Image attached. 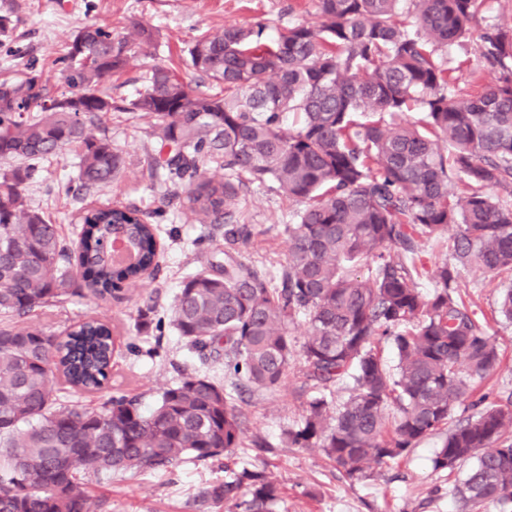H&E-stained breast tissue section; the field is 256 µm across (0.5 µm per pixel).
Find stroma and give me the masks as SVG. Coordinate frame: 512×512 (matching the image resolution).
Returning a JSON list of instances; mask_svg holds the SVG:
<instances>
[{"label":"stroma","mask_w":512,"mask_h":512,"mask_svg":"<svg viewBox=\"0 0 512 512\" xmlns=\"http://www.w3.org/2000/svg\"><path fill=\"white\" fill-rule=\"evenodd\" d=\"M0 15L13 20L9 34L0 37V76L24 72L33 63L55 92L64 88L57 59L79 28L97 23L130 35L137 23L150 24L152 47L130 58L123 74L112 80V96L118 100L134 98L143 73L155 64L175 66L186 80H193L185 60L188 46L200 34L261 23L273 36L290 26L315 22L317 7L315 0H0ZM486 29L512 32V0H490L463 48L454 51L453 76L460 94L475 93L503 77L482 57L479 35ZM99 126L125 152L121 176L106 189L88 195L77 191L78 159L68 151L44 164L27 183L26 202L58 224L70 241L77 238L79 213L89 206L135 205L153 212L162 249L161 272L154 282L123 287L114 298L73 297L26 318L28 326L56 332L90 315L115 326L117 351L108 389L74 393L71 401L96 409L110 396L134 391L149 406L184 375L204 374L230 387L231 405L244 413L249 439L235 449L232 460L267 469L278 479L282 489L278 512H459L450 489L465 479L471 465L463 463L452 475L433 469L431 458L442 435L429 437L380 474L348 482L322 449L288 443V428L316 393L300 362L292 363L277 391H238L224 374L223 357L204 358L188 348L168 323L170 309L186 277L223 261L224 227L198 223L185 197L161 203L164 188L153 168L155 143L148 117L109 112L102 115ZM299 209L271 183L251 184L241 195L237 221L247 225L252 237L247 245L236 248L235 258L276 274L287 258L286 227L294 223ZM460 294L500 352V362L484 389L492 398L506 399L512 395V322L497 312V284L481 273L466 271ZM254 435L265 438L266 447H254L250 442ZM224 476L223 461L188 460L167 471L119 473L107 481L91 482L89 489L102 500L101 512H224L196 499L201 488L223 481Z\"/></svg>","instance_id":"obj_1"}]
</instances>
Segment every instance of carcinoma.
I'll return each instance as SVG.
<instances>
[{
  "instance_id": "1",
  "label": "carcinoma",
  "mask_w": 512,
  "mask_h": 512,
  "mask_svg": "<svg viewBox=\"0 0 512 512\" xmlns=\"http://www.w3.org/2000/svg\"><path fill=\"white\" fill-rule=\"evenodd\" d=\"M488 0H317L319 21L262 39L263 26L200 34L188 49L187 82L155 64L126 104L106 81L153 42L106 25L78 31L59 57L65 90L53 93L34 66L0 80V160H21L0 177V512H100L88 490L119 472L165 471L187 458L218 459L245 429L223 385L187 375L146 409L139 394L88 410L58 392L106 388L114 328L86 318L60 334L24 325L64 300L104 297L159 271L155 225L133 205L85 209L78 250L23 194L38 165L73 150L78 181L104 189L125 168L123 151L88 128L107 112L153 120L162 182L187 183L202 224L224 223V241L245 244L236 224L240 193L271 180L304 204L287 226V261L273 280L224 252L220 273L181 283L174 330L197 352H224L238 380L279 389L295 358L318 389L288 443L318 447L350 482L370 478L447 431L431 459L453 474L476 459L451 493L463 512L491 503L512 509V400L475 396L499 363L492 337L459 295V269L498 278L500 316L512 322V204L488 189L512 185V34L480 35L482 55L508 73L476 95L455 89L440 53L465 39ZM412 29L397 20L401 5ZM409 112L424 118L412 123ZM293 116L290 124L285 118ZM224 170L205 176L200 164ZM457 227L453 263L418 286L417 241ZM122 234L137 262L117 266L102 241ZM307 325L302 344L294 331ZM391 341L387 369L377 348ZM352 393L336 400L345 379ZM478 411L464 419L466 401ZM200 497L224 512H274L278 480L226 467Z\"/></svg>"
}]
</instances>
